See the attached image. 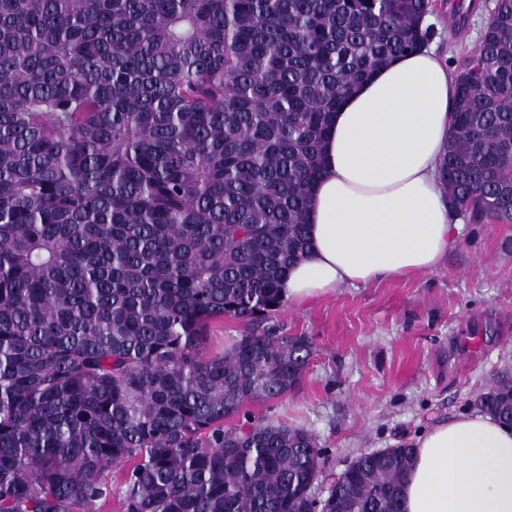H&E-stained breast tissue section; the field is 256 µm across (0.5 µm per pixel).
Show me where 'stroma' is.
<instances>
[{"label":"stroma","mask_w":512,"mask_h":512,"mask_svg":"<svg viewBox=\"0 0 512 512\" xmlns=\"http://www.w3.org/2000/svg\"><path fill=\"white\" fill-rule=\"evenodd\" d=\"M471 0H437L433 44L451 66L474 50L491 0L457 29ZM442 264L410 278L345 285L301 305L284 302L271 326L307 337L312 357L279 398L247 403L234 424L269 418L310 430L323 452L318 495L361 454L401 443L512 377V223H471Z\"/></svg>","instance_id":"obj_1"}]
</instances>
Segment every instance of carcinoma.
Segmentation results:
<instances>
[{"label":"carcinoma","instance_id":"carcinoma-1","mask_svg":"<svg viewBox=\"0 0 512 512\" xmlns=\"http://www.w3.org/2000/svg\"><path fill=\"white\" fill-rule=\"evenodd\" d=\"M435 0H0V512H402L413 448L318 499L322 451L270 419L304 336L262 322L308 250L348 92L430 39ZM458 66L438 174L512 223V0ZM250 328L206 356L209 323ZM477 405L512 427V379Z\"/></svg>","mask_w":512,"mask_h":512}]
</instances>
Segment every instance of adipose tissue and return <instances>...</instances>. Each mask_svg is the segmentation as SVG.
I'll use <instances>...</instances> for the list:
<instances>
[{"instance_id":"1","label":"adipose tissue","mask_w":512,"mask_h":512,"mask_svg":"<svg viewBox=\"0 0 512 512\" xmlns=\"http://www.w3.org/2000/svg\"><path fill=\"white\" fill-rule=\"evenodd\" d=\"M457 76L433 47L393 59L334 115L308 210L309 252L282 284L308 303L434 270L460 233L437 177ZM403 512H512V427L473 413L422 432Z\"/></svg>"}]
</instances>
